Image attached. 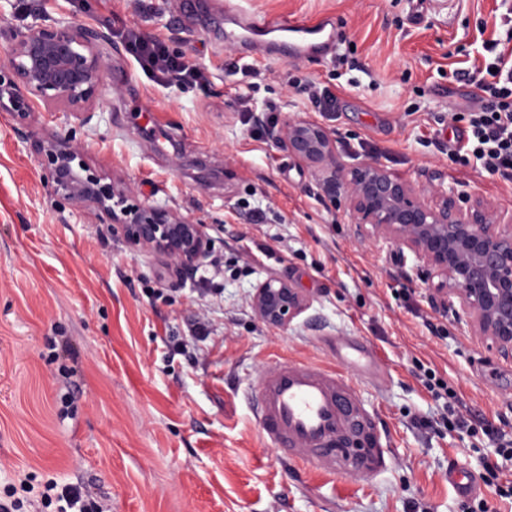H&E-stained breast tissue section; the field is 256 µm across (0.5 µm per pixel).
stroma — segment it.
Wrapping results in <instances>:
<instances>
[{
    "label": "stroma",
    "mask_w": 512,
    "mask_h": 512,
    "mask_svg": "<svg viewBox=\"0 0 512 512\" xmlns=\"http://www.w3.org/2000/svg\"><path fill=\"white\" fill-rule=\"evenodd\" d=\"M26 0L48 23L104 33L109 70L91 111L40 109L27 128L0 118V493L37 484L84 488L112 512H459L448 470L496 466L478 496L512 512L496 487L512 460L488 438L420 427L441 404L424 370L447 381L465 418L512 439V363L466 321L435 313L408 251L359 234L321 177L272 141L279 119L322 123L340 159L377 162L417 186L489 201L512 215V182L448 157L450 114L470 111L464 72L512 62V0H232L269 18L331 16L336 49L292 59L251 49L239 59L188 0ZM162 39L203 68L204 86L169 91L134 64L122 38ZM496 52H488L489 44ZM329 87L336 109L314 112L289 77ZM250 100L246 112L232 100ZM156 116L135 129L136 111ZM67 138L91 168L138 201L202 221L223 266L177 279L167 261L59 203L35 158L36 139ZM285 278L305 299L283 327L257 315L256 286ZM445 327V337L430 324ZM371 344L387 380L359 382L389 440L387 468L329 477L285 463L265 443L246 399L283 360L336 363L333 337Z\"/></svg>",
    "instance_id": "stroma-1"
}]
</instances>
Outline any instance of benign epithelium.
<instances>
[{
  "instance_id": "7a95c632",
  "label": "benign epithelium",
  "mask_w": 512,
  "mask_h": 512,
  "mask_svg": "<svg viewBox=\"0 0 512 512\" xmlns=\"http://www.w3.org/2000/svg\"><path fill=\"white\" fill-rule=\"evenodd\" d=\"M100 39L86 25L46 24L36 16L14 30L8 62L0 66V112L24 126L40 105L88 111L101 96L107 71ZM271 135L278 147L325 175L361 235L415 255L434 312L444 315L459 302L472 331L491 341L498 358L512 362V218L504 220L477 196L419 188L379 163L349 168L330 132L314 121L287 118ZM34 148L57 197L93 206L97 218L131 246L168 259L177 276L194 273L209 257L200 222L132 201L129 186L91 171L83 151L66 139L37 140ZM253 306L267 324L283 327L304 299L288 280L270 276L256 287Z\"/></svg>"
}]
</instances>
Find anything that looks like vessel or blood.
<instances>
[{
    "instance_id": "b4317fda",
    "label": "vessel or blood",
    "mask_w": 512,
    "mask_h": 512,
    "mask_svg": "<svg viewBox=\"0 0 512 512\" xmlns=\"http://www.w3.org/2000/svg\"><path fill=\"white\" fill-rule=\"evenodd\" d=\"M224 41L233 47L270 41L287 56L308 58L332 39V21L271 20L227 10ZM336 366L282 361L264 373L249 395L264 440L304 470L333 476L370 475L386 467L390 451L379 426L358 406L359 381L384 377L376 351L346 338L332 344ZM458 494L478 489L475 475L462 465L448 472Z\"/></svg>"
}]
</instances>
